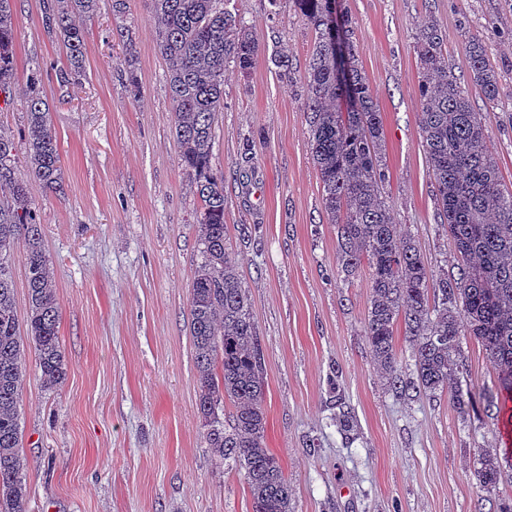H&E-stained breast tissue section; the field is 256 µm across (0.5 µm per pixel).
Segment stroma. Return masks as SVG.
Instances as JSON below:
<instances>
[{
  "instance_id": "35a3bbf8",
  "label": "stroma",
  "mask_w": 512,
  "mask_h": 512,
  "mask_svg": "<svg viewBox=\"0 0 512 512\" xmlns=\"http://www.w3.org/2000/svg\"><path fill=\"white\" fill-rule=\"evenodd\" d=\"M16 80L0 123H24L26 78L43 74L63 192L29 185L60 297L66 376L46 391L28 369L20 404L28 512H252L242 470L215 457L197 412L190 288L201 261L194 177L181 166L152 0H112L86 20L85 74L43 22L42 0H15ZM261 48L224 72L212 171L224 178L226 248L251 300L266 368L265 446L292 488L293 512H488L512 483L481 488L484 448H512V419L487 410L497 371L461 341L459 414L448 393L393 391L364 336L367 268L345 276L310 152L301 80L315 33L293 0H226ZM382 115L385 192L395 223L433 271L456 275L418 127L415 34L434 18L457 75L466 41L485 39L499 106L472 92L502 181L512 187V0H339ZM128 29L132 48L119 41ZM290 52L293 71L274 64ZM351 413L354 431L337 418Z\"/></svg>"
}]
</instances>
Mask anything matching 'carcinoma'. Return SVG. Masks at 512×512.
Listing matches in <instances>:
<instances>
[{"mask_svg":"<svg viewBox=\"0 0 512 512\" xmlns=\"http://www.w3.org/2000/svg\"><path fill=\"white\" fill-rule=\"evenodd\" d=\"M316 40L302 77L312 159L323 188L328 223L336 228L338 262L353 275L367 265L370 305L365 336L373 362L389 385L403 389L395 345L398 325L412 345L416 386L429 394L450 390L459 413L473 399L454 386L460 342L473 337L498 372L496 400L512 403V191L504 188L489 154L488 131L474 112L469 89L448 64L446 34L433 19L416 32L418 126L435 200L461 258L453 277L436 275L415 241L401 236L384 195L383 124L370 83L358 61L352 19L336 0H293ZM158 47L167 63L176 140L185 171L197 180L202 202L197 224L202 260L190 288V332L199 380L197 410L212 452L237 461L253 512H293L292 489L264 437L265 364L251 303L235 263L224 248V179L210 173L213 124L224 105V68L249 72L259 47L249 28L224 0H152ZM15 0H0V104L13 101ZM101 0H43V21L60 34L69 68L61 81L85 73V31L77 16L92 17ZM341 35L346 60L336 53ZM471 86L486 103H500L499 74L485 41L466 48ZM23 139L27 174L16 172L17 144L0 129V512H26L22 430L18 408L27 370L26 348L35 349L43 387L63 382L65 355L58 333L60 299L47 259L41 224L29 197L30 181L62 189L58 137L43 96L42 73L27 78ZM25 251L28 311L20 330L7 253ZM475 471L487 490L509 477L500 454L482 449Z\"/></svg>","mask_w":512,"mask_h":512,"instance_id":"1","label":"carcinoma"}]
</instances>
